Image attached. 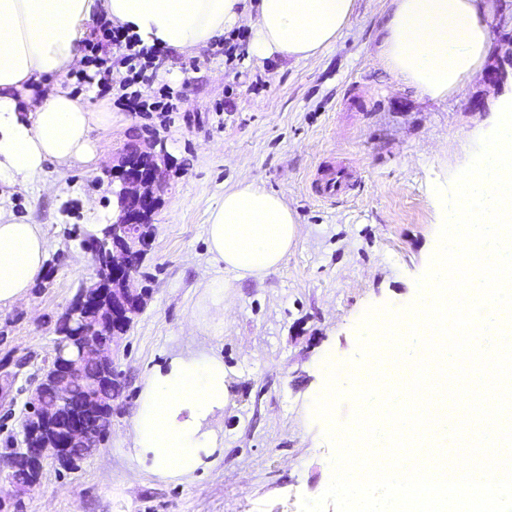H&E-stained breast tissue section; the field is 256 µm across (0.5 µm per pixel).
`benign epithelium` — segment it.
I'll use <instances>...</instances> for the list:
<instances>
[{
  "label": "benign epithelium",
  "instance_id": "obj_1",
  "mask_svg": "<svg viewBox=\"0 0 512 512\" xmlns=\"http://www.w3.org/2000/svg\"><path fill=\"white\" fill-rule=\"evenodd\" d=\"M164 179V170L158 164L144 168L130 155L112 168V227L104 237L83 243L97 265V281L82 287L66 312L67 325L78 331L67 346L58 347L53 362L43 373L45 378L51 371L64 376L57 387V406L44 405L37 387L26 403L23 440L15 455L30 465L40 469L43 463L52 461L66 466L74 459V451L94 448L102 437L100 423L112 409L97 387L87 392L83 415L60 426L59 412L70 403L71 387L86 381L87 361L99 363L105 382L111 384L118 377L119 337L111 335L108 325L117 318L132 321V315L143 306L139 301L143 291L136 288L131 257L143 254L149 245L152 234L147 227L157 204L156 190Z\"/></svg>",
  "mask_w": 512,
  "mask_h": 512
}]
</instances>
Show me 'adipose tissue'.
<instances>
[{
	"instance_id": "obj_1",
	"label": "adipose tissue",
	"mask_w": 512,
	"mask_h": 512,
	"mask_svg": "<svg viewBox=\"0 0 512 512\" xmlns=\"http://www.w3.org/2000/svg\"><path fill=\"white\" fill-rule=\"evenodd\" d=\"M355 0H0V180L24 186L45 164L96 172L97 131L112 115L90 94L62 84L83 66L89 26L104 18L142 44L190 52L241 22L259 58L316 60L349 24ZM487 0H389L377 58L422 96L460 92L492 51ZM287 202L243 181L211 208L207 243L236 278L278 267L296 236ZM48 240L41 225L0 210V307L27 298L42 273ZM224 405V365L210 356L173 359L144 381L132 419L134 443L163 474L188 473L215 447L204 431Z\"/></svg>"
}]
</instances>
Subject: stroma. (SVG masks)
<instances>
[{
	"mask_svg": "<svg viewBox=\"0 0 512 512\" xmlns=\"http://www.w3.org/2000/svg\"><path fill=\"white\" fill-rule=\"evenodd\" d=\"M494 52L482 74L443 101L421 97L376 59L386 0H356L341 38L316 61L244 55L226 64L223 39L195 52L162 49L143 100L161 87L171 112H129L98 96L87 65L63 76L93 92L114 116L101 134L108 165L147 135L165 145L170 167L138 268L146 304L122 338L111 427L66 469L45 465L22 512H300L332 475L333 446L313 404L335 367L347 383L363 358L365 315L402 313L417 302L440 230L436 188L451 189L470 133L512 92V0H490ZM356 168L347 197L317 199L312 181L338 161ZM254 180L282 196L298 220L294 244L262 279L236 280L206 243L211 206L226 188ZM104 172L46 165L25 187L0 182V207L42 224L45 268L26 300L0 309V359H28L0 401V456L22 438L25 404L63 317L95 265L84 231L112 221ZM224 282V305L202 286ZM224 362L226 398L206 423L221 441L187 476L156 474L132 446L144 378L176 356Z\"/></svg>",
	"mask_w": 512,
	"mask_h": 512,
	"instance_id": "35a3bbf8",
	"label": "stroma"
}]
</instances>
